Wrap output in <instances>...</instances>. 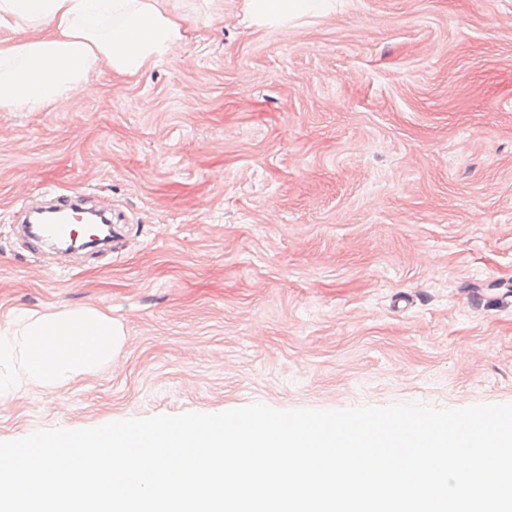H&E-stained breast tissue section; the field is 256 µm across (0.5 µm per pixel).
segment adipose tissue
Wrapping results in <instances>:
<instances>
[{
	"label": "adipose tissue",
	"instance_id": "obj_1",
	"mask_svg": "<svg viewBox=\"0 0 512 512\" xmlns=\"http://www.w3.org/2000/svg\"><path fill=\"white\" fill-rule=\"evenodd\" d=\"M326 0H249L268 23L323 11ZM0 108L37 112L88 91L107 67L135 74L174 51L181 25L164 0H0ZM123 331L94 307L18 314L0 328V399L32 384L56 391L119 351Z\"/></svg>",
	"mask_w": 512,
	"mask_h": 512
}]
</instances>
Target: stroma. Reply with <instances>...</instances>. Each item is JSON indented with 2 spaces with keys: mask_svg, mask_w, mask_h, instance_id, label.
<instances>
[{
  "mask_svg": "<svg viewBox=\"0 0 512 512\" xmlns=\"http://www.w3.org/2000/svg\"><path fill=\"white\" fill-rule=\"evenodd\" d=\"M168 8V57L0 110V328L94 307L124 332L97 373L1 403L0 441L255 402L512 403V0ZM48 191L111 205V255L22 243ZM327 0H250L253 13L267 23H278L287 16L318 13Z\"/></svg>",
  "mask_w": 512,
  "mask_h": 512,
  "instance_id": "stroma-1",
  "label": "stroma"
}]
</instances>
